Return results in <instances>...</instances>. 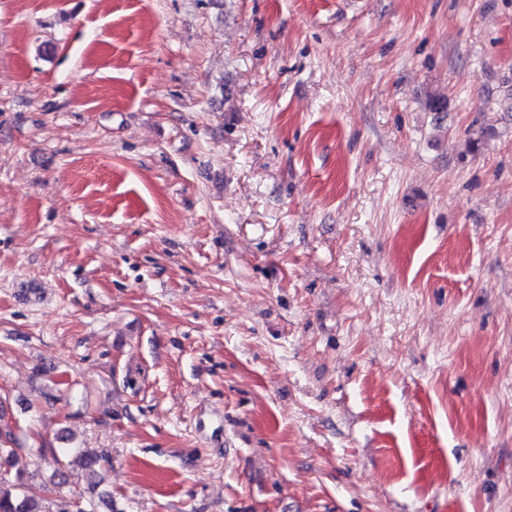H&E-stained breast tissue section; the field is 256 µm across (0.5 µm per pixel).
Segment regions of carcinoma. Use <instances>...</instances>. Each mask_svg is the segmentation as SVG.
Wrapping results in <instances>:
<instances>
[{"mask_svg": "<svg viewBox=\"0 0 512 512\" xmlns=\"http://www.w3.org/2000/svg\"><path fill=\"white\" fill-rule=\"evenodd\" d=\"M17 452L13 434L9 431L0 434V512H70V503L61 501L54 503L51 499L39 495L25 487L20 477L10 480L5 477L8 468ZM63 457L71 456L73 461H65L62 468L54 473L57 479L55 485L60 486L69 482L73 470L71 464H76L81 470V477L91 485H98V469L105 458L88 450L62 449Z\"/></svg>", "mask_w": 512, "mask_h": 512, "instance_id": "obj_1", "label": "carcinoma"}]
</instances>
